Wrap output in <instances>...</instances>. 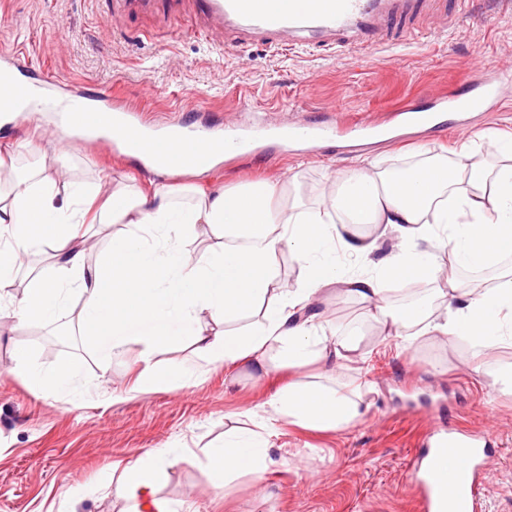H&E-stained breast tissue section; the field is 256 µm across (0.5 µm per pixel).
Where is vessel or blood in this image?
I'll list each match as a JSON object with an SVG mask.
<instances>
[{
    "mask_svg": "<svg viewBox=\"0 0 512 512\" xmlns=\"http://www.w3.org/2000/svg\"><path fill=\"white\" fill-rule=\"evenodd\" d=\"M200 21L224 33L225 40L245 45L276 47L317 46L327 50L349 49L374 54L386 46L401 47L419 42L424 36L422 22L438 13L437 0H193ZM20 54L0 56V87L6 89L8 102L0 101V113L9 114L13 103L25 100L32 85L19 82L14 72ZM482 78L469 76L459 81L453 94L435 96L431 105L416 108L402 105L390 117L410 125H441L444 113H456L466 119L471 113L498 111L502 94L512 86V65L485 61ZM66 101L72 121L82 125L99 123L110 116L113 127L128 125L137 116V108L112 97L110 92L95 94L68 91ZM337 131L334 122L320 121L289 125L282 135L285 142L316 149ZM267 129L257 127L236 131L224 141L227 150L251 153L255 145L268 139ZM177 152L155 149L153 140L143 148L153 166L175 170L186 161L207 164L214 137L205 129L179 122L172 123L169 135ZM462 457L456 467L448 459ZM481 456L478 445L468 439L451 437L436 448L430 463L418 479L422 512H478L476 463Z\"/></svg>",
    "mask_w": 512,
    "mask_h": 512,
    "instance_id": "vessel-or-blood-1",
    "label": "vessel or blood"
}]
</instances>
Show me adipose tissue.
I'll return each mask as SVG.
<instances>
[{"instance_id": "obj_1", "label": "adipose tissue", "mask_w": 512, "mask_h": 512, "mask_svg": "<svg viewBox=\"0 0 512 512\" xmlns=\"http://www.w3.org/2000/svg\"><path fill=\"white\" fill-rule=\"evenodd\" d=\"M485 147L503 165L426 162L391 173L371 163L338 176L313 206L293 180L199 188L185 201L164 182L146 192L73 184L62 193L41 170L21 172L0 184V306L14 304V316L27 323L77 315L80 335L104 368L138 345L142 395L202 378V366L161 369L154 362L159 348L184 335L202 365L245 368L259 379L312 365L342 367L355 335L327 334L317 304L331 291L363 302L367 318L410 346L438 334L484 350L512 347V269L493 288L464 290L452 276L512 255V140L489 134ZM87 224L125 227L92 265L85 260ZM387 235L391 251L373 261ZM200 238L211 247L191 251ZM44 248L50 273L33 277L14 298L25 258ZM285 253L302 270L293 286L280 277ZM421 282L434 283L443 317L430 318L422 303L394 306L392 292ZM15 370L36 391H64L77 378L68 363L41 368L24 347ZM270 405L316 430L345 428L360 414L355 390L320 383H288ZM181 455L177 447L153 448L123 468L117 491L126 512H179L156 489ZM273 464L265 429L232 428L209 453V483L219 490L242 473L261 482Z\"/></svg>"}]
</instances>
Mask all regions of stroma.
Masks as SVG:
<instances>
[{
	"instance_id": "35a3bbf8",
	"label": "stroma",
	"mask_w": 512,
	"mask_h": 512,
	"mask_svg": "<svg viewBox=\"0 0 512 512\" xmlns=\"http://www.w3.org/2000/svg\"><path fill=\"white\" fill-rule=\"evenodd\" d=\"M2 48L26 55L21 78L109 90L144 115L226 132L260 116L321 120L338 104L346 119H381L400 102L423 107L432 94L454 91L479 58H512V0H466L454 28L368 58L352 50L224 45L199 27L192 0H161L156 11L130 15L118 12L114 0H0ZM490 133L512 137V99L469 126H443L403 143L368 142L352 152L344 139H332L305 156L263 144L210 171L172 174L168 181L214 191L295 177L309 201L338 172L364 161L410 168L456 158L469 142L473 156L486 158L478 141ZM21 139L42 146L46 173L60 190L104 176L144 188L152 178L94 140L71 148L67 168L58 169L45 128L18 113L0 121V149ZM319 309L330 328L363 334L349 367L322 378L361 394L359 421L337 431L307 429L274 414L269 400L287 373L258 381L240 371L231 379L219 367L204 381L144 396L132 391L141 369L138 346L103 370L75 324L61 330L0 311V512H125L113 469L172 445L184 453L157 496L181 512H421L414 461L444 435L488 439L480 512H512V395L494 390L468 363L472 342L426 336L406 349L367 322L356 300L327 295ZM19 343L42 367L73 364L87 389L30 390L14 373ZM260 422L275 466L263 482L243 475L212 492L208 450L223 445L226 430ZM70 487L82 488L83 496L64 501Z\"/></svg>"
}]
</instances>
